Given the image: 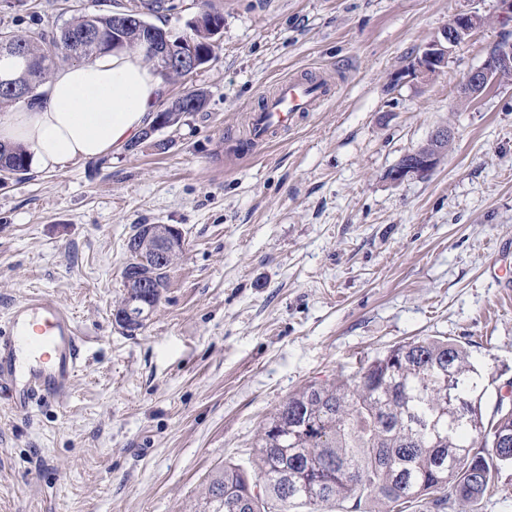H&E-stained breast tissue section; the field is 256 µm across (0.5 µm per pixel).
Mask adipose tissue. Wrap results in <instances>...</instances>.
Segmentation results:
<instances>
[{
  "label": "adipose tissue",
  "instance_id": "obj_1",
  "mask_svg": "<svg viewBox=\"0 0 512 512\" xmlns=\"http://www.w3.org/2000/svg\"><path fill=\"white\" fill-rule=\"evenodd\" d=\"M166 91L136 52L68 63L52 72L39 98L0 113V142L23 145L47 172L116 154L150 125Z\"/></svg>",
  "mask_w": 512,
  "mask_h": 512
}]
</instances>
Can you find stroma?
<instances>
[{"instance_id":"1","label":"stroma","mask_w":512,"mask_h":512,"mask_svg":"<svg viewBox=\"0 0 512 512\" xmlns=\"http://www.w3.org/2000/svg\"><path fill=\"white\" fill-rule=\"evenodd\" d=\"M173 36L206 11L215 57L169 98L207 103L142 143L0 186V317L52 297L83 337L69 395L28 416L0 403V512H192L211 472L250 468L263 425L305 385L417 337L458 340L512 384V81L461 101L464 74L512 33L499 0H173ZM133 0H0L17 35ZM486 25L433 77L415 56L449 20ZM307 72L331 98L269 144L249 112ZM455 137L427 177L388 171L436 129ZM139 224L184 249L145 326L121 302Z\"/></svg>"}]
</instances>
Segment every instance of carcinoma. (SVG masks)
Returning a JSON list of instances; mask_svg holds the SVG:
<instances>
[{"label": "carcinoma", "instance_id": "cac0c4a2", "mask_svg": "<svg viewBox=\"0 0 512 512\" xmlns=\"http://www.w3.org/2000/svg\"><path fill=\"white\" fill-rule=\"evenodd\" d=\"M117 14L79 15L60 27L26 35L0 31V106L41 95L39 88L62 59H89L104 51L139 50L164 77H184L152 55L148 46L167 39L175 49L191 43L209 59L218 48L206 26L172 37L150 22L121 35L114 33ZM91 32L98 41L79 49L72 35ZM206 92L189 91L163 109L164 125L204 107ZM22 147L0 146V179L28 170ZM146 225L136 226L126 251L131 257L152 254L158 240L145 239ZM173 259L150 264L145 272L156 283L140 288L123 283L126 296L114 320L127 326L126 307L140 301L145 321L161 302ZM451 371V381L439 369ZM484 372L461 344L437 336L396 344L355 375L314 381L290 394L258 435L254 470L226 462L209 476L198 512H324L340 501L345 512H395L400 505L422 503L426 512H446L458 501L474 502L512 466V400L496 399L485 414Z\"/></svg>", "mask_w": 512, "mask_h": 512}]
</instances>
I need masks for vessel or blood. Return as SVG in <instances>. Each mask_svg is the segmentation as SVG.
<instances>
[{
    "instance_id": "obj_1",
    "label": "vessel or blood",
    "mask_w": 512,
    "mask_h": 512,
    "mask_svg": "<svg viewBox=\"0 0 512 512\" xmlns=\"http://www.w3.org/2000/svg\"><path fill=\"white\" fill-rule=\"evenodd\" d=\"M331 89L313 77H288L251 115V136L263 143L315 111ZM81 337L73 319L51 298L16 304L0 322V400L18 415L67 395L80 366Z\"/></svg>"
}]
</instances>
